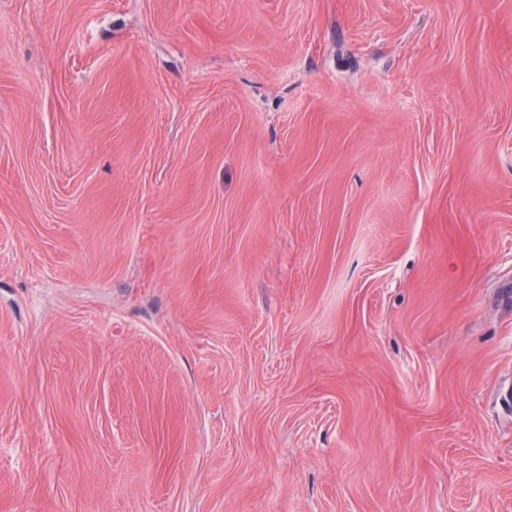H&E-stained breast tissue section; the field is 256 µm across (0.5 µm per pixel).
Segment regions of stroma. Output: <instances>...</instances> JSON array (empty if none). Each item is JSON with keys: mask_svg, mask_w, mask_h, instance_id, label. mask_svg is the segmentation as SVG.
Here are the masks:
<instances>
[{"mask_svg": "<svg viewBox=\"0 0 512 512\" xmlns=\"http://www.w3.org/2000/svg\"><path fill=\"white\" fill-rule=\"evenodd\" d=\"M0 512H512V0H0Z\"/></svg>", "mask_w": 512, "mask_h": 512, "instance_id": "stroma-1", "label": "stroma"}]
</instances>
